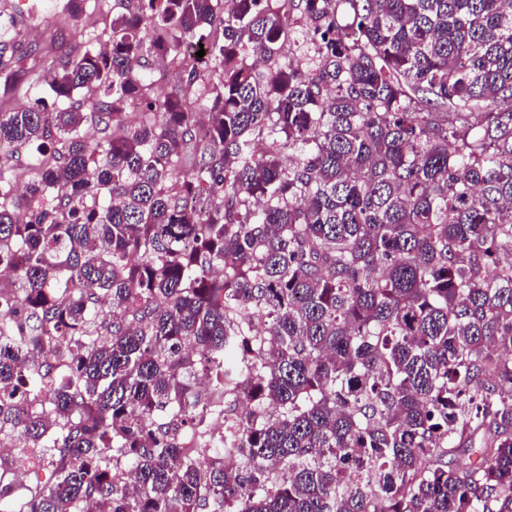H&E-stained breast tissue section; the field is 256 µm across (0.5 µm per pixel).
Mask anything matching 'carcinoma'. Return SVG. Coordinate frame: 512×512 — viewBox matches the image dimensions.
Wrapping results in <instances>:
<instances>
[{
    "label": "carcinoma",
    "mask_w": 512,
    "mask_h": 512,
    "mask_svg": "<svg viewBox=\"0 0 512 512\" xmlns=\"http://www.w3.org/2000/svg\"><path fill=\"white\" fill-rule=\"evenodd\" d=\"M232 3L0 39V512H512V0ZM283 51L287 57L307 59L313 55L312 45L306 42L301 28L298 27L291 33L289 40L285 42Z\"/></svg>",
    "instance_id": "1"
}]
</instances>
